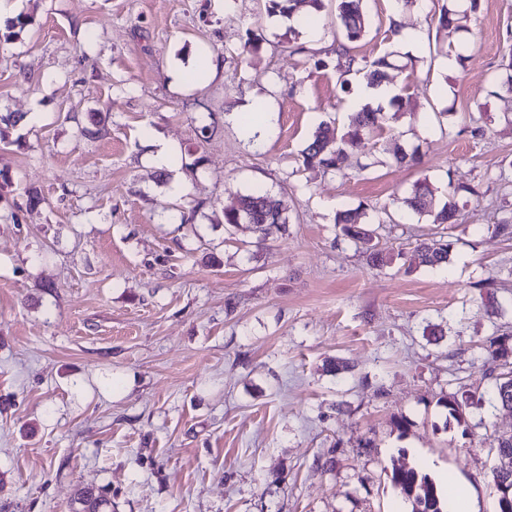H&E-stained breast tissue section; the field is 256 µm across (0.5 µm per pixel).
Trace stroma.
Returning a JSON list of instances; mask_svg holds the SVG:
<instances>
[{"label":"stroma","instance_id":"obj_1","mask_svg":"<svg viewBox=\"0 0 512 512\" xmlns=\"http://www.w3.org/2000/svg\"><path fill=\"white\" fill-rule=\"evenodd\" d=\"M442 3L404 9L424 33L407 50L393 0H363L352 51L390 55L398 101L349 144L361 168L327 171L301 151L319 124L347 127L358 83L332 65L334 0L315 40L264 0H13L27 24H0V109L24 116L0 134L9 512H71L82 486L112 512H412L390 476L414 465L496 512L486 434H512V410L449 426L437 400L485 392L488 340L512 332V307L487 317L476 287L512 298V237L494 231L512 219V95L491 92L512 0L449 29L432 19ZM203 53L218 68L190 82ZM258 105L275 127L260 142L239 121ZM100 113L102 134L82 138ZM399 145L420 164H396ZM424 178L464 186L458 224L401 205ZM255 190L288 206L287 235L262 245L223 219ZM361 203L389 250L449 236L447 265L370 268L336 225ZM333 358L352 371L327 372Z\"/></svg>","mask_w":512,"mask_h":512}]
</instances>
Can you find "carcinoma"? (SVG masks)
Wrapping results in <instances>:
<instances>
[{"instance_id":"carcinoma-1","label":"carcinoma","mask_w":512,"mask_h":512,"mask_svg":"<svg viewBox=\"0 0 512 512\" xmlns=\"http://www.w3.org/2000/svg\"><path fill=\"white\" fill-rule=\"evenodd\" d=\"M305 3L319 12L325 8L324 0H266V14L291 17L296 6ZM460 13L459 0H447L441 5L438 24L452 27ZM336 26L341 38L336 40V55L333 60L336 72L342 76L363 75L371 85H378L389 79L388 70L393 68L389 57L384 55L372 61L358 58L350 51V45L361 41L367 34L368 23L362 8V0H336ZM384 112L380 109L364 108L353 113L347 130L340 132L335 128H319L301 150L303 165L321 166L327 169H339L349 162L346 144L362 135H371L382 127ZM458 188L448 183L446 200L435 201V189L426 179L416 182L404 205L419 215L432 218L434 224H455L458 217L456 196ZM242 207L224 210V224L227 228H236L241 224L251 226L257 243L262 244L274 234H285L288 230V207L284 199L268 192H251L240 198ZM336 224L342 234L356 249L364 255L372 268H381L393 262L394 255L378 248V233L373 223L367 220V208L360 204L337 213ZM454 242L441 238L432 242L421 241L414 248V262L418 267L438 268L448 263ZM512 343V336L502 334L490 341L492 362L502 358L504 347ZM492 379L487 393L475 396L467 391L450 392L438 399V404L448 412V418L457 424L465 423V409L473 403H486L495 409H512V368L498 372L491 368ZM500 467L493 470V481L498 484L504 480L512 482V435L493 438ZM395 487L413 500V512H448L438 493L436 484L422 471L415 468H397L391 473ZM74 512H112V502L101 491L93 487L80 488L74 499Z\"/></svg>"}]
</instances>
